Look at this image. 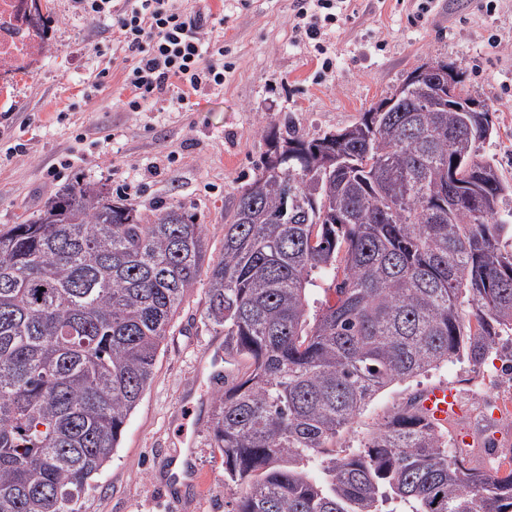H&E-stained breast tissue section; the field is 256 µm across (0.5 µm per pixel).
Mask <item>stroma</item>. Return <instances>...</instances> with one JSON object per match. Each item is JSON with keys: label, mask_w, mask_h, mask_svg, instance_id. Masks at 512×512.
Returning a JSON list of instances; mask_svg holds the SVG:
<instances>
[{"label": "stroma", "mask_w": 512, "mask_h": 512, "mask_svg": "<svg viewBox=\"0 0 512 512\" xmlns=\"http://www.w3.org/2000/svg\"><path fill=\"white\" fill-rule=\"evenodd\" d=\"M342 0L324 45L333 72L318 80L313 47L291 31L293 0H187L219 23L224 87L206 90L186 112L148 103L127 112L121 55L100 77L107 24L87 29L74 0H51L52 46L40 69L18 79L0 103V230L39 211L49 195L76 179L104 182L145 213L181 206L204 224L208 258L224 243V210L251 181L268 150L266 132L292 125L313 138L355 123L395 93L428 61L456 64L466 90L496 110L495 130L480 159L512 183V0ZM24 145L22 157L9 147ZM205 283L187 296L158 358L152 381L131 414L111 462L82 499V512H232L224 465L206 423L214 393L234 383L242 359L225 354L224 337L203 316ZM502 352L480 366L452 361L379 391L353 434L357 444L414 394L447 384L461 414L449 438L472 439L469 464L485 468L512 453V372ZM189 461L201 483L173 479Z\"/></svg>", "instance_id": "1"}]
</instances>
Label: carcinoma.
<instances>
[{
  "instance_id": "cac0c4a2",
  "label": "carcinoma",
  "mask_w": 512,
  "mask_h": 512,
  "mask_svg": "<svg viewBox=\"0 0 512 512\" xmlns=\"http://www.w3.org/2000/svg\"><path fill=\"white\" fill-rule=\"evenodd\" d=\"M480 106L385 97L321 137L270 131L215 262L194 215L83 180L1 231L0 512H80L203 274L246 361L206 424L233 512H512V457L468 466L417 396L339 446L379 390L512 332V186L477 158Z\"/></svg>"
}]
</instances>
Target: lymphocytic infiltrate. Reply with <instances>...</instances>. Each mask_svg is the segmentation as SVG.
<instances>
[{
  "label": "lymphocytic infiltrate",
  "instance_id": "f902f5d3",
  "mask_svg": "<svg viewBox=\"0 0 512 512\" xmlns=\"http://www.w3.org/2000/svg\"><path fill=\"white\" fill-rule=\"evenodd\" d=\"M90 24L108 23L112 44L126 63L124 107L142 111L149 100L168 98L192 109V94L223 86L227 66L215 49L201 11L182 8L180 0H76ZM336 0H297L296 37L323 51Z\"/></svg>",
  "mask_w": 512,
  "mask_h": 512
}]
</instances>
